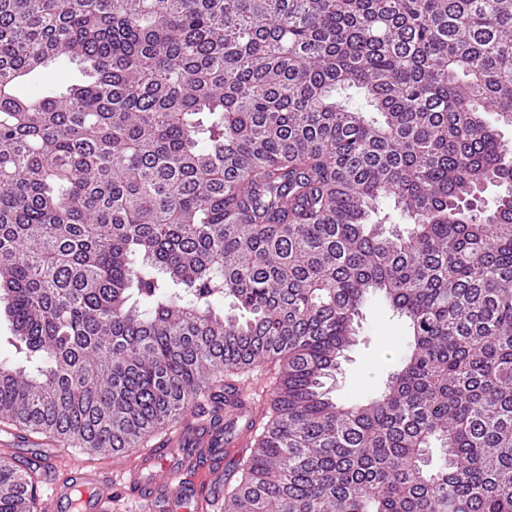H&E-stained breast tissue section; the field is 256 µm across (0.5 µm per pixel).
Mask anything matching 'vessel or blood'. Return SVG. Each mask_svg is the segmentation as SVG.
I'll return each mask as SVG.
<instances>
[{
	"label": "vessel or blood",
	"instance_id": "obj_1",
	"mask_svg": "<svg viewBox=\"0 0 512 512\" xmlns=\"http://www.w3.org/2000/svg\"><path fill=\"white\" fill-rule=\"evenodd\" d=\"M231 410L227 428L207 418L188 415L163 447L133 454L105 472L72 460L57 468V451L40 448L30 457L40 467L46 497L43 512H112L127 496L144 512H209L224 497L223 461L237 459L250 447L257 428L253 401L239 388L225 390Z\"/></svg>",
	"mask_w": 512,
	"mask_h": 512
}]
</instances>
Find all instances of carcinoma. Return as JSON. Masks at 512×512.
I'll list each match as a JSON object with an SVG mask.
<instances>
[{"label": "carcinoma", "instance_id": "cac0c4a2", "mask_svg": "<svg viewBox=\"0 0 512 512\" xmlns=\"http://www.w3.org/2000/svg\"><path fill=\"white\" fill-rule=\"evenodd\" d=\"M505 127L512 0H0V427L146 448L267 363L224 512H512ZM375 294L405 358L340 405ZM80 76L76 64L54 61L46 69L35 72L23 86V91L31 97L40 96L50 85L70 83Z\"/></svg>", "mask_w": 512, "mask_h": 512}]
</instances>
